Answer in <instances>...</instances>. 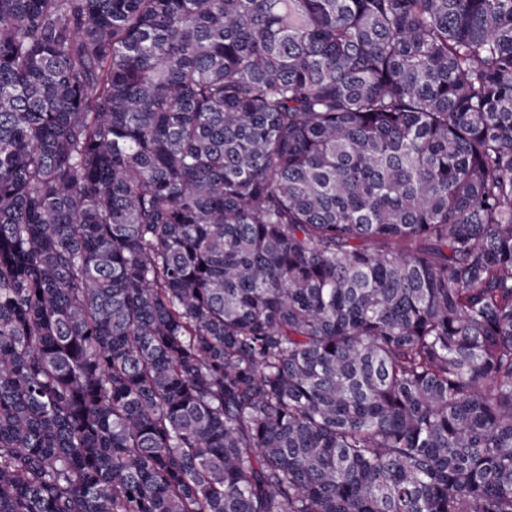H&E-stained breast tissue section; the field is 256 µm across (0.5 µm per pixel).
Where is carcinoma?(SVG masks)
Masks as SVG:
<instances>
[{"mask_svg":"<svg viewBox=\"0 0 512 512\" xmlns=\"http://www.w3.org/2000/svg\"><path fill=\"white\" fill-rule=\"evenodd\" d=\"M0 512H512V0H0Z\"/></svg>","mask_w":512,"mask_h":512,"instance_id":"1","label":"carcinoma"}]
</instances>
